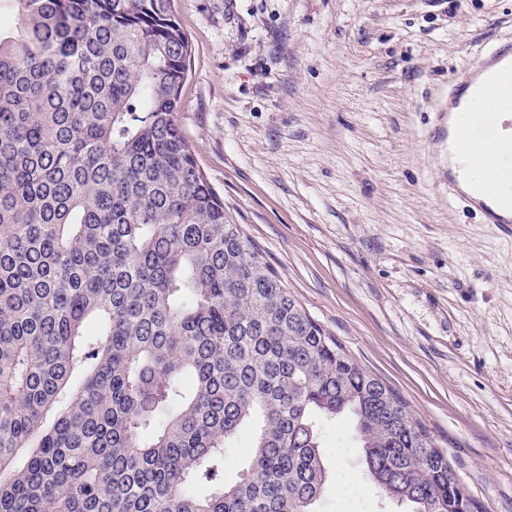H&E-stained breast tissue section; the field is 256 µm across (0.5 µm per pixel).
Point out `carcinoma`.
<instances>
[{
  "mask_svg": "<svg viewBox=\"0 0 512 512\" xmlns=\"http://www.w3.org/2000/svg\"><path fill=\"white\" fill-rule=\"evenodd\" d=\"M0 512H318L321 422L405 512L467 493L224 211L177 123L173 0H6ZM249 455L224 481L243 434Z\"/></svg>",
  "mask_w": 512,
  "mask_h": 512,
  "instance_id": "cac0c4a2",
  "label": "carcinoma"
}]
</instances>
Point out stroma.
<instances>
[{
	"mask_svg": "<svg viewBox=\"0 0 512 512\" xmlns=\"http://www.w3.org/2000/svg\"><path fill=\"white\" fill-rule=\"evenodd\" d=\"M177 114L289 292L393 388L483 512H512V224L448 196L452 74L512 42V0H174ZM349 454H337L340 444ZM332 472L379 512L347 422Z\"/></svg>",
	"mask_w": 512,
	"mask_h": 512,
	"instance_id": "obj_1",
	"label": "stroma"
}]
</instances>
